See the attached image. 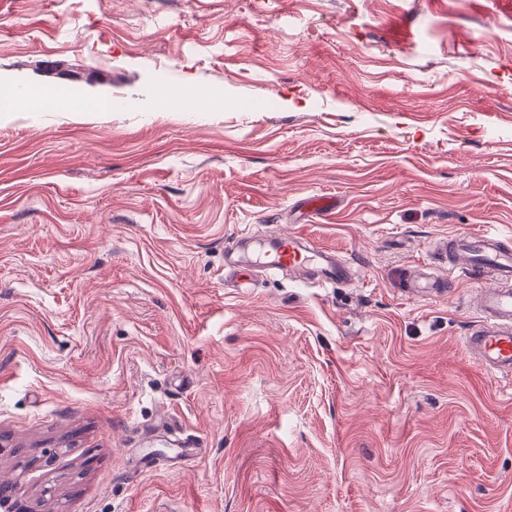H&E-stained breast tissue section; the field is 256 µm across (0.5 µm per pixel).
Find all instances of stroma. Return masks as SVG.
<instances>
[{
	"label": "stroma",
	"instance_id": "stroma-1",
	"mask_svg": "<svg viewBox=\"0 0 512 512\" xmlns=\"http://www.w3.org/2000/svg\"><path fill=\"white\" fill-rule=\"evenodd\" d=\"M0 81L78 103L0 114V480L33 512H512L478 280L404 291L439 238L512 243V0H0ZM280 232L355 280L225 267Z\"/></svg>",
	"mask_w": 512,
	"mask_h": 512
}]
</instances>
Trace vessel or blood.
<instances>
[{
  "label": "vessel or blood",
  "mask_w": 512,
  "mask_h": 512,
  "mask_svg": "<svg viewBox=\"0 0 512 512\" xmlns=\"http://www.w3.org/2000/svg\"><path fill=\"white\" fill-rule=\"evenodd\" d=\"M445 264H467L482 274L483 287L477 289L472 310L475 320L463 338L467 353L487 373L512 379V250L502 244L494 231L451 235L442 238ZM252 267L263 270L290 269L324 285L350 280L349 263L337 260L323 248L307 244L300 235L274 236L266 247L254 254Z\"/></svg>",
  "instance_id": "obj_1"
}]
</instances>
